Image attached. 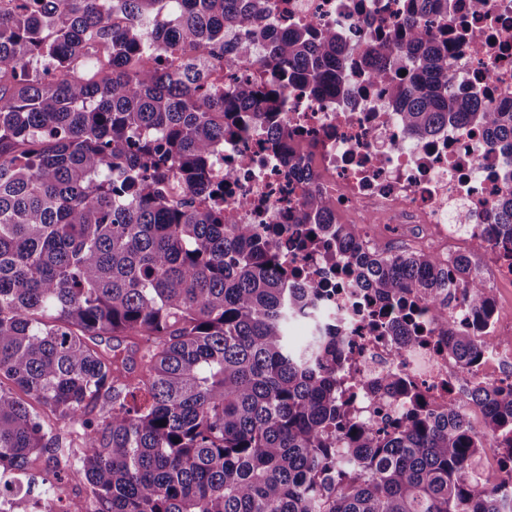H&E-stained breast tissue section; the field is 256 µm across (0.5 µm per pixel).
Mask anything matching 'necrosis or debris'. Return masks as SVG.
I'll return each mask as SVG.
<instances>
[{
    "label": "necrosis or debris",
    "instance_id": "necrosis-or-debris-1",
    "mask_svg": "<svg viewBox=\"0 0 512 512\" xmlns=\"http://www.w3.org/2000/svg\"><path fill=\"white\" fill-rule=\"evenodd\" d=\"M403 0H275L267 19L272 35L299 24L340 25L349 44L371 43L370 30L402 14ZM448 29L467 38L448 53V76L453 88L476 93L489 106L512 103V0H485L474 11L470 0H451ZM241 32L225 34L226 53L207 54L206 82L216 90L231 89L238 78L266 79L259 47L247 56L231 55ZM281 123L313 131L317 147L311 158L289 160L274 147V132L263 121L239 136L225 138L213 175L224 184V221L228 224H284L299 218L306 173L336 202L337 211L355 224H421L441 258L464 253L474 234L486 225L485 216L506 187L498 169L505 157L478 131L465 125L443 127L427 142L410 140L401 114L378 90H355L352 99L293 95ZM275 246L289 269L300 270L299 282L323 288L315 322L341 332L354 357L339 369L354 382L350 412L360 423L380 427L407 407L397 388L373 393L369 385L396 374L421 389L430 410L455 407L473 436L484 434L483 406L465 398V390L512 385L505 368L512 366V340L504 314L512 304V243L491 250L495 290L506 300L495 303L490 321L479 331L480 362L462 368L448 353L444 332L464 327L467 315L458 301L461 286L450 290L447 320L419 310V339L405 342L381 335L366 318V296L355 283L336 286V270L325 247L301 251L291 237Z\"/></svg>",
    "mask_w": 512,
    "mask_h": 512
}]
</instances>
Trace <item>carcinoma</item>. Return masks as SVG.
Masks as SVG:
<instances>
[{
	"label": "carcinoma",
	"instance_id": "carcinoma-1",
	"mask_svg": "<svg viewBox=\"0 0 512 512\" xmlns=\"http://www.w3.org/2000/svg\"><path fill=\"white\" fill-rule=\"evenodd\" d=\"M274 0H16L0 11V469L47 456L85 486L91 512H512V485L465 476L488 449L512 474V387L477 389L476 441L453 407L417 410L391 433L351 420L334 331L294 344L289 322L316 311L318 288L288 285L261 224H226L210 166L224 136L286 111L292 87L342 98L359 75L424 141L443 127L481 130L512 153V104L484 105L448 80V0H406L361 55L338 26L271 39ZM235 53L271 42L263 82L224 95L184 48ZM407 71L401 75V71ZM301 157L314 139L275 125ZM511 186L490 237L445 261L363 245L335 201L311 186L305 244L336 241V261L382 302L374 328L404 336L407 297L440 315L448 281L475 322L493 289L476 257L512 240ZM465 368L482 345L447 332ZM49 412L45 419L38 409ZM166 425H160L161 421Z\"/></svg>",
	"mask_w": 512,
	"mask_h": 512
}]
</instances>
